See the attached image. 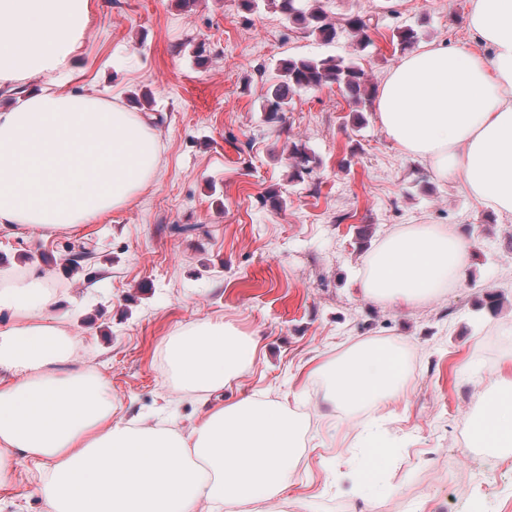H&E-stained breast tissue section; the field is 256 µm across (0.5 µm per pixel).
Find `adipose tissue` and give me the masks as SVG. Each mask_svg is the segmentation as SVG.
I'll list each match as a JSON object with an SVG mask.
<instances>
[{
	"label": "adipose tissue",
	"instance_id": "ef3b65f1",
	"mask_svg": "<svg viewBox=\"0 0 512 512\" xmlns=\"http://www.w3.org/2000/svg\"><path fill=\"white\" fill-rule=\"evenodd\" d=\"M89 0H0V228L43 236L126 206L156 177L161 146L141 114L66 89V61L80 49ZM469 23L488 53L432 43L402 57L374 92L378 121L404 153L460 185L477 207L512 216V0H471ZM44 78L49 91L26 81ZM471 240L425 226L390 236L366 260V296L412 302L463 274ZM45 281L0 269V489L18 458L41 466L46 512H223L285 495L298 463L302 421L248 397L207 409L189 432L112 419L99 372L71 366L74 337L48 315ZM253 341L220 322L170 336L164 360L175 387L221 389L255 358ZM315 374L330 400L360 405L395 397L404 360L369 342ZM483 447L512 449V389L493 397L475 430Z\"/></svg>",
	"mask_w": 512,
	"mask_h": 512
}]
</instances>
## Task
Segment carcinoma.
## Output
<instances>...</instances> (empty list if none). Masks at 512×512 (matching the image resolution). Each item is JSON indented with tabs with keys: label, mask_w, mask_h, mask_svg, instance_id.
<instances>
[{
	"label": "carcinoma",
	"mask_w": 512,
	"mask_h": 512,
	"mask_svg": "<svg viewBox=\"0 0 512 512\" xmlns=\"http://www.w3.org/2000/svg\"><path fill=\"white\" fill-rule=\"evenodd\" d=\"M267 5L278 10L286 19L302 26L309 34L324 40L336 36V26L321 8L305 7V0H265ZM279 81L267 96V112L273 119L286 111L293 95L300 90H315L328 83L342 87L356 104L369 97L364 70L353 61L326 58L321 60L288 58L280 62ZM289 157L296 176L307 170L310 156L304 147L293 145Z\"/></svg>",
	"instance_id": "carcinoma-1"
}]
</instances>
